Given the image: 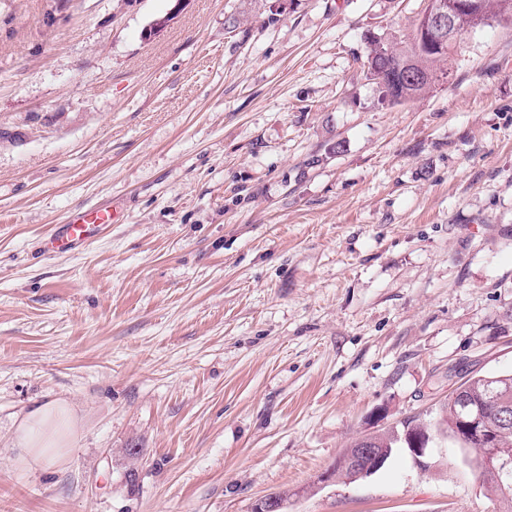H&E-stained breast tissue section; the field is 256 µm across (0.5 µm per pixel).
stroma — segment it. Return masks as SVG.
<instances>
[{
	"label": "stroma",
	"mask_w": 512,
	"mask_h": 512,
	"mask_svg": "<svg viewBox=\"0 0 512 512\" xmlns=\"http://www.w3.org/2000/svg\"><path fill=\"white\" fill-rule=\"evenodd\" d=\"M419 6L0 0V512H498L446 437L317 482L512 372V27L391 105L367 41ZM94 207L107 228L43 253ZM50 399L78 437L19 474L14 424ZM111 222L112 211L107 208L77 212L50 234L44 249L76 250L89 239L93 228L102 224H111Z\"/></svg>",
	"instance_id": "obj_1"
}]
</instances>
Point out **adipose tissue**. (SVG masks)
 Here are the masks:
<instances>
[{
	"label": "adipose tissue",
	"instance_id": "adipose-tissue-1",
	"mask_svg": "<svg viewBox=\"0 0 512 512\" xmlns=\"http://www.w3.org/2000/svg\"><path fill=\"white\" fill-rule=\"evenodd\" d=\"M77 437V418L70 405L49 401L28 412L15 430L20 472L62 461Z\"/></svg>",
	"mask_w": 512,
	"mask_h": 512
}]
</instances>
